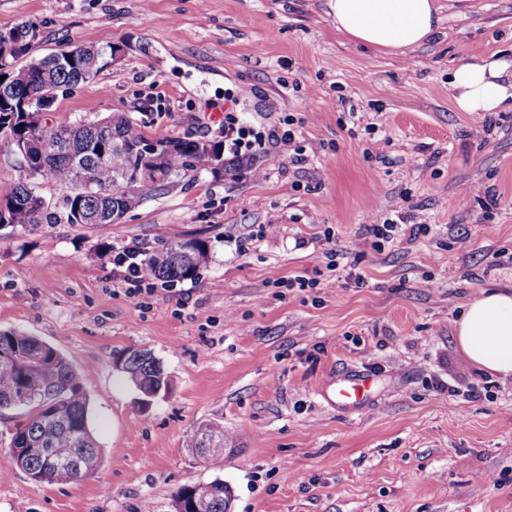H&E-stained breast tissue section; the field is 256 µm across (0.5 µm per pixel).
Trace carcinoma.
Returning a JSON list of instances; mask_svg holds the SVG:
<instances>
[{"mask_svg": "<svg viewBox=\"0 0 512 512\" xmlns=\"http://www.w3.org/2000/svg\"><path fill=\"white\" fill-rule=\"evenodd\" d=\"M98 64L83 71L80 52L33 60L13 70H0V136L14 149L27 148L26 177L0 199V220L8 224H83L87 216L102 214V224H112L137 203L135 192L163 187L175 178L202 171L216 174L224 168L222 144L190 138L154 140L158 152L142 157L135 148L146 142L137 124L123 113L92 123L79 119L48 125L43 119L58 92L95 79L107 67L112 42L96 45ZM141 168L136 181L127 176ZM49 180L67 189L62 205L51 210L40 195L39 181ZM206 258L203 242L177 241L160 252L146 255L153 280L174 283L194 279ZM118 371L144 396L167 389L161 362L144 350H127L117 356ZM22 411V422L12 434L8 454L18 471L30 480L65 485L89 476L102 463V452L90 424L89 398L79 375L55 347L18 331L0 332V412ZM231 437L224 425L208 422L194 432L191 448L205 461L224 456ZM231 492L215 478L180 487L176 512H228Z\"/></svg>", "mask_w": 512, "mask_h": 512, "instance_id": "cac0c4a2", "label": "carcinoma"}]
</instances>
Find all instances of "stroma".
I'll list each match as a JSON object with an SVG mask.
<instances>
[{
	"instance_id": "1",
	"label": "stroma",
	"mask_w": 512,
	"mask_h": 512,
	"mask_svg": "<svg viewBox=\"0 0 512 512\" xmlns=\"http://www.w3.org/2000/svg\"><path fill=\"white\" fill-rule=\"evenodd\" d=\"M440 3V35L400 56L338 33L327 0H0V32L31 30L17 66L118 48L50 124L123 113L149 139L220 141L232 112L264 136L247 167L140 192L118 223L0 226V331L73 364L103 452L68 485L0 479V512H174L217 477L230 512H512V378L453 338L480 291L512 287V111L448 92L459 65L512 58V0ZM289 119L298 160L276 142ZM388 218L430 231L375 246ZM184 238L207 244L196 279L134 298L113 279V248ZM297 275L317 288H282ZM129 349L166 391L114 368ZM349 367L374 376L359 409L325 397ZM209 420L236 441L205 462L189 442ZM116 359L120 362L117 370L125 374L144 397L152 398L149 394H159L167 389L165 370L150 352L127 350Z\"/></svg>"
}]
</instances>
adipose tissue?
Instances as JSON below:
<instances>
[{
  "instance_id": "obj_1",
  "label": "adipose tissue",
  "mask_w": 512,
  "mask_h": 512,
  "mask_svg": "<svg viewBox=\"0 0 512 512\" xmlns=\"http://www.w3.org/2000/svg\"><path fill=\"white\" fill-rule=\"evenodd\" d=\"M337 32L351 42L406 54L439 31L437 0H329ZM457 111L512 110V60L502 57L460 65L448 81ZM454 339L478 367L512 376V290L480 292L454 327Z\"/></svg>"
}]
</instances>
